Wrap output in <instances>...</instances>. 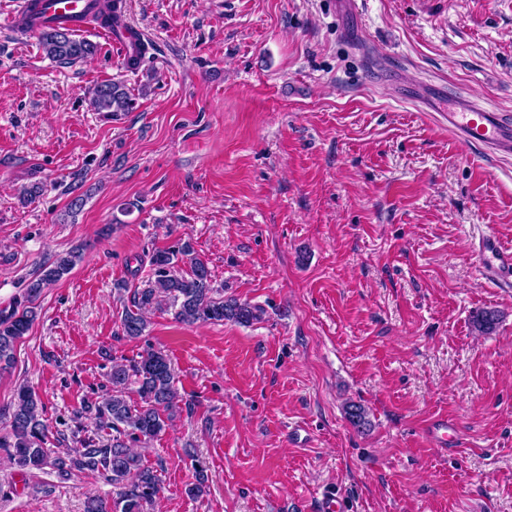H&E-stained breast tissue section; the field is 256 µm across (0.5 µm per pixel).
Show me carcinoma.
Segmentation results:
<instances>
[{"label":"carcinoma","instance_id":"cac0c4a2","mask_svg":"<svg viewBox=\"0 0 512 512\" xmlns=\"http://www.w3.org/2000/svg\"><path fill=\"white\" fill-rule=\"evenodd\" d=\"M40 45L51 58L73 63L96 50L89 41L74 38L64 27L48 28L39 33ZM95 111L116 115L134 109V100L120 82H104L91 91ZM193 247L184 243L178 252L158 251L152 257L151 279L147 287L133 294L132 304L121 317V330L129 338H138L146 329L144 312L168 302L176 320L187 323L231 321L250 324L261 316V309L235 298L215 296L211 272L204 262L193 256ZM82 248H77L45 265L35 279L29 281L20 298L7 310H0V370L12 367L16 344L31 329L38 316L35 301L43 290L60 281L80 261ZM190 258V272L177 273V256ZM498 321L495 311H480L474 316L478 331H492ZM112 395L94 406L102 428L112 429L111 442L99 447L94 439L83 440L81 447L66 455L51 456L45 447L46 427L40 419L42 401L30 387H19L12 410L10 438L0 440L1 448L10 449L14 465L21 471L41 470L47 466L58 475L74 473L103 477L118 489L112 503L90 497L85 512H147L160 492L156 471L143 464L131 445L151 440L166 428L169 417L165 411L177 399L174 373L165 354L148 350L140 359L126 364L116 362L110 372ZM136 384L140 402L132 405L124 395L128 383ZM345 415L352 426L368 425L367 411L357 402L345 406Z\"/></svg>","mask_w":512,"mask_h":512}]
</instances>
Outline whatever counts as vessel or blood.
<instances>
[{
  "label": "vessel or blood",
  "instance_id": "1",
  "mask_svg": "<svg viewBox=\"0 0 512 512\" xmlns=\"http://www.w3.org/2000/svg\"><path fill=\"white\" fill-rule=\"evenodd\" d=\"M91 0H20L12 25L17 32L30 35L46 27L82 30ZM99 34L115 48L122 59L138 51L137 42L123 27L100 25ZM448 114V132L456 140L495 154L512 155V114L489 109L479 100L463 94L449 95L438 105ZM473 258L486 284L495 288H512V247L503 246L499 238L485 232L473 245Z\"/></svg>",
  "mask_w": 512,
  "mask_h": 512
}]
</instances>
